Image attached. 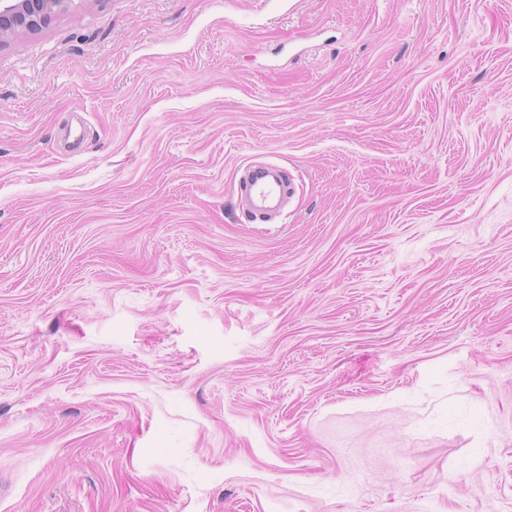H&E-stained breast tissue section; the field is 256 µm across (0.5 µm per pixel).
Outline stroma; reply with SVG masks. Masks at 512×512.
Listing matches in <instances>:
<instances>
[{"label": "stroma", "instance_id": "35a3bbf8", "mask_svg": "<svg viewBox=\"0 0 512 512\" xmlns=\"http://www.w3.org/2000/svg\"><path fill=\"white\" fill-rule=\"evenodd\" d=\"M0 512H512V0L0 47ZM281 184L270 172L254 176L248 184V193L257 208L280 194Z\"/></svg>", "mask_w": 512, "mask_h": 512}]
</instances>
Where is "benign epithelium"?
<instances>
[{"instance_id": "1", "label": "benign epithelium", "mask_w": 512, "mask_h": 512, "mask_svg": "<svg viewBox=\"0 0 512 512\" xmlns=\"http://www.w3.org/2000/svg\"><path fill=\"white\" fill-rule=\"evenodd\" d=\"M74 0H0V43L37 32L67 14Z\"/></svg>"}]
</instances>
